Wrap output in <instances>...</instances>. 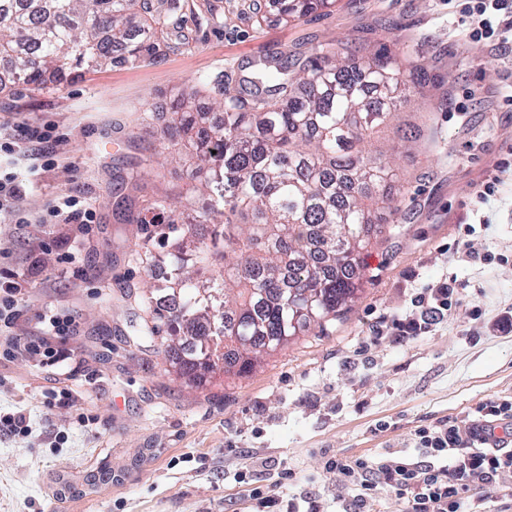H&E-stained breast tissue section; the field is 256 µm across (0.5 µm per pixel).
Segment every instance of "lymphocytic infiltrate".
Here are the masks:
<instances>
[{
  "label": "lymphocytic infiltrate",
  "mask_w": 512,
  "mask_h": 512,
  "mask_svg": "<svg viewBox=\"0 0 512 512\" xmlns=\"http://www.w3.org/2000/svg\"><path fill=\"white\" fill-rule=\"evenodd\" d=\"M448 7L457 11L471 44L497 46L512 41V0H448ZM459 302L454 278L444 275L424 282L410 299V312L377 317L371 335L399 344L426 335ZM40 329L36 338L11 339L12 352L37 359L43 370L60 374L72 357L60 342L73 335L75 324L50 307L41 317ZM511 426L512 398L490 399L474 412L417 426L413 453L395 451L372 459L333 455L324 470L353 490L341 512H374L385 494L403 500L406 512H480L470 495L476 484L512 506V442L496 433L497 428Z\"/></svg>",
  "instance_id": "lymphocytic-infiltrate-1"
}]
</instances>
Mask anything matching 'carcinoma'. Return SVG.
I'll use <instances>...</instances> for the list:
<instances>
[{
	"label": "carcinoma",
	"instance_id": "cac0c4a2",
	"mask_svg": "<svg viewBox=\"0 0 512 512\" xmlns=\"http://www.w3.org/2000/svg\"><path fill=\"white\" fill-rule=\"evenodd\" d=\"M334 6L281 0V19ZM133 13L138 38L124 25ZM152 21L150 0H0V63L35 90L94 67L135 66L155 57ZM292 66L260 62L240 88L224 87L216 125L194 105L196 92L174 100L183 128L198 129L189 177L208 202L180 224L159 197L138 223L147 265L168 270L141 295L144 333L178 345L182 375L248 374L258 354L336 318L361 288L377 213L395 202L385 192L394 169L365 146L410 102L406 71L385 49L358 65L322 50ZM194 224L207 225L208 238L189 254L180 240ZM167 241L163 254L148 249Z\"/></svg>",
	"mask_w": 512,
	"mask_h": 512
}]
</instances>
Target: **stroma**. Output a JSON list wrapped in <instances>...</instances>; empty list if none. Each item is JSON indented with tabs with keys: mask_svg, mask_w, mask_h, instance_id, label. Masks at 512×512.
Segmentation results:
<instances>
[{
	"mask_svg": "<svg viewBox=\"0 0 512 512\" xmlns=\"http://www.w3.org/2000/svg\"><path fill=\"white\" fill-rule=\"evenodd\" d=\"M151 2L165 38L150 64H109L42 90L16 83L0 93V141L16 144L0 152V270L26 275L11 333L38 336L41 314L54 307L76 325L65 349L88 354L50 375L9 357L0 336V416L20 412L30 426L0 432V512H255L256 487L336 512L351 492L324 471V455L408 453L417 425L512 397V333L492 328L512 309V176L490 204L478 209L470 199L472 184L512 150V108L503 103L512 42L472 48L448 0H336L332 12L288 24L267 0ZM383 46L420 66L421 81L373 140L390 155L401 194L365 256L357 299L342 318L263 355L251 373L179 375L166 343L139 334V296L165 271L137 260L133 222L156 196L201 202L176 94L201 89L206 109L258 59L303 61L325 48L357 62ZM47 126L50 141L29 139ZM45 153L52 166H42ZM69 195L95 210L90 234L44 223ZM464 224L473 227L468 254L456 249ZM66 252L75 261L63 272L56 258ZM484 252L501 262L481 261ZM444 274L461 292L447 322L359 354L374 319L404 308L415 278ZM61 388L80 394L77 407L48 405L46 392ZM83 413L93 427L80 423ZM106 465L111 484L57 496V476L79 482ZM286 468L295 479H282ZM242 470L248 482L237 481Z\"/></svg>",
	"mask_w": 512,
	"mask_h": 512,
	"instance_id": "35a3bbf8",
	"label": "stroma"
}]
</instances>
